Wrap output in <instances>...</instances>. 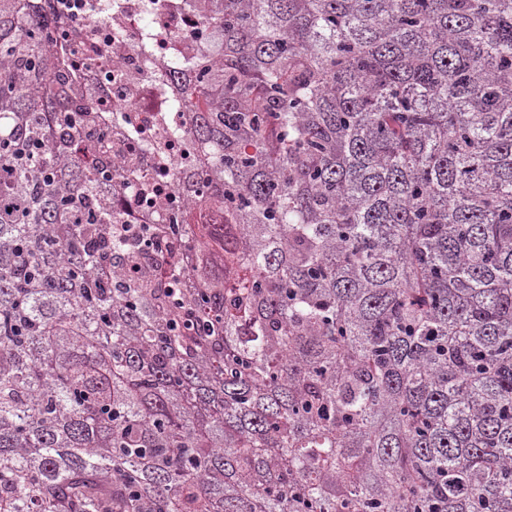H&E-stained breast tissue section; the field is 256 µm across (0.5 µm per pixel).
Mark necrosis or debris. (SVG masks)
<instances>
[{"label": "necrosis or debris", "mask_w": 512, "mask_h": 512, "mask_svg": "<svg viewBox=\"0 0 512 512\" xmlns=\"http://www.w3.org/2000/svg\"><path fill=\"white\" fill-rule=\"evenodd\" d=\"M54 21L70 40L81 63L64 83L68 102L97 93L109 115L114 160L136 158L149 169L155 147L168 146L164 187L137 203L138 225L164 224L169 203L186 205L178 181L200 164L186 136L187 107L173 78L176 56L193 57L213 47V27L184 0H66Z\"/></svg>", "instance_id": "obj_1"}]
</instances>
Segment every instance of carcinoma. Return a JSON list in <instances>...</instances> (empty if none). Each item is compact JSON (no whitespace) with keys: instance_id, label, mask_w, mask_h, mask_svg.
Returning a JSON list of instances; mask_svg holds the SVG:
<instances>
[{"instance_id":"carcinoma-1","label":"carcinoma","mask_w":512,"mask_h":512,"mask_svg":"<svg viewBox=\"0 0 512 512\" xmlns=\"http://www.w3.org/2000/svg\"><path fill=\"white\" fill-rule=\"evenodd\" d=\"M189 2L204 209L130 243L0 0V512H512V0Z\"/></svg>"}]
</instances>
